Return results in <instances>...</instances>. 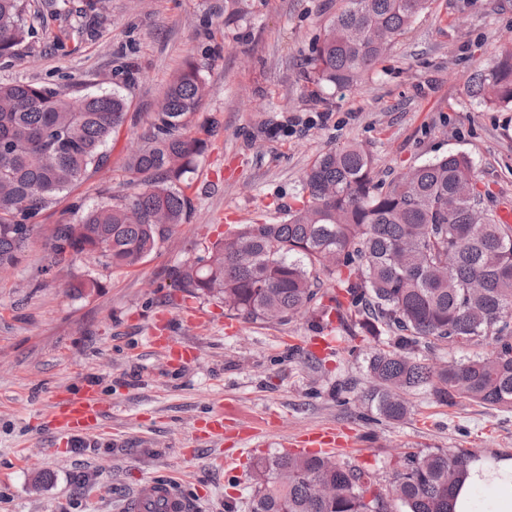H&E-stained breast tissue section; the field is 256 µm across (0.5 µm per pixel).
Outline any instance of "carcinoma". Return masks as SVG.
I'll return each instance as SVG.
<instances>
[{
  "label": "carcinoma",
  "instance_id": "obj_1",
  "mask_svg": "<svg viewBox=\"0 0 512 512\" xmlns=\"http://www.w3.org/2000/svg\"><path fill=\"white\" fill-rule=\"evenodd\" d=\"M429 0H341L316 41L306 80L319 94L357 86L404 36ZM26 0H0V59L23 40ZM206 91L194 60L173 76L151 125L126 158L130 192L104 189L75 203L56 225L54 257L95 254L102 265L131 268L189 221V177L205 151L191 134ZM472 97L512 106V51L477 71ZM127 117L119 91L87 93L80 110L59 90L0 84V272L22 261L38 219L108 162L107 147ZM474 163L452 153L399 173L385 184L373 158L349 144L318 154L306 170L302 204L277 224H237L204 254L172 268L171 287L213 296L238 317L279 323L311 307L315 331L334 322L389 336L368 356L373 388L365 400L388 421L410 412L407 394L432 388L448 407L459 400L512 409V226L490 210L481 218ZM337 291L315 287L316 275ZM99 287L90 274L70 291ZM487 353L441 365L423 351L479 347ZM477 452L409 453L390 488L374 475L302 451L252 463L249 512H448V501Z\"/></svg>",
  "mask_w": 512,
  "mask_h": 512
}]
</instances>
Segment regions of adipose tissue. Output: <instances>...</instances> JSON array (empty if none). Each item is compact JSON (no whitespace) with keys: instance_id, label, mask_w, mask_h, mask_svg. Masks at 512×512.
<instances>
[{"instance_id":"adipose-tissue-1","label":"adipose tissue","mask_w":512,"mask_h":512,"mask_svg":"<svg viewBox=\"0 0 512 512\" xmlns=\"http://www.w3.org/2000/svg\"><path fill=\"white\" fill-rule=\"evenodd\" d=\"M449 509L450 512H512V458L470 464Z\"/></svg>"}]
</instances>
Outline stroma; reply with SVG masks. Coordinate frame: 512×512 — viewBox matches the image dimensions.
<instances>
[{"label": "stroma", "instance_id": "obj_1", "mask_svg": "<svg viewBox=\"0 0 512 512\" xmlns=\"http://www.w3.org/2000/svg\"><path fill=\"white\" fill-rule=\"evenodd\" d=\"M29 33L0 60V84L25 80L77 97L123 87L128 118L107 168L40 219L25 257L0 275V512H123L152 478L180 474L191 512H249L254 457L304 447L329 428L357 449L337 462L371 470L388 486L406 453L467 448L512 457V410L463 400L439 404L411 392L412 412L380 419L365 395V355L385 338L337 330L339 345L315 363L309 315L276 324L229 315L221 299L190 298L167 272L203 254L229 227L275 223L301 199L321 152L350 143L387 181L449 153L473 159L484 205L512 210V107L471 98L472 75L512 49V0H431L409 31L356 88L313 97L302 73L339 0H106L91 29L29 0ZM204 68L206 96L193 133L207 143L188 191V223L133 268L96 256L52 264L47 243L72 204L101 186L124 193L126 155L148 127L185 58ZM94 273L100 288L68 292ZM190 349L169 364L155 342ZM93 389L107 407L103 439L74 446L44 412L67 390ZM224 409V437L210 439L209 412Z\"/></svg>", "mask_w": 512, "mask_h": 512}]
</instances>
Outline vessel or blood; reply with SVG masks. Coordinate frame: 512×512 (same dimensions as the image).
<instances>
[{"mask_svg":"<svg viewBox=\"0 0 512 512\" xmlns=\"http://www.w3.org/2000/svg\"><path fill=\"white\" fill-rule=\"evenodd\" d=\"M104 410L103 402L94 391L83 390L54 398L45 419L52 428L71 438L83 439L100 435L99 423ZM149 507L156 508L157 512H186L187 501L172 482L152 480L126 503L128 512H145Z\"/></svg>","mask_w":512,"mask_h":512,"instance_id":"1","label":"vessel or blood"}]
</instances>
